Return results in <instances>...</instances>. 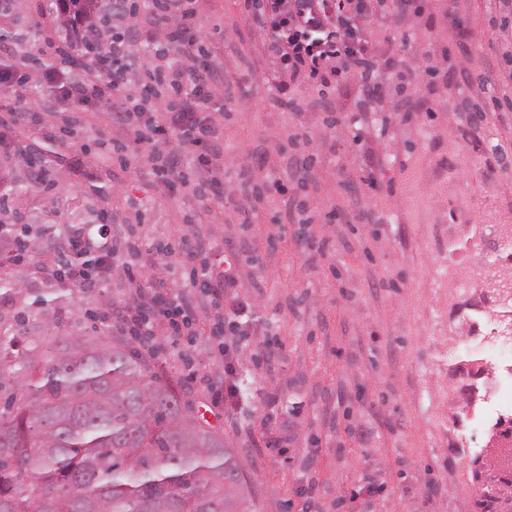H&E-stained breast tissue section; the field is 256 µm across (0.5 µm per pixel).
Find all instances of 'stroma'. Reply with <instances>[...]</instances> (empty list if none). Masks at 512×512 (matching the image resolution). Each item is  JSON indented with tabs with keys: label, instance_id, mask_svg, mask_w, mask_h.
<instances>
[{
	"label": "stroma",
	"instance_id": "stroma-1",
	"mask_svg": "<svg viewBox=\"0 0 512 512\" xmlns=\"http://www.w3.org/2000/svg\"><path fill=\"white\" fill-rule=\"evenodd\" d=\"M43 5L18 0L4 26L21 82L0 90V113H37L13 132L64 155L65 185L17 206L59 234L72 202L102 185L93 203L111 218L106 234L133 224L144 243L132 270L113 263L97 292H65L51 316L71 332L93 325L135 298L136 277L180 290L197 333L179 348L195 366L161 365L236 449L257 512H478L474 461L489 457L499 416L487 391L506 375L463 344L502 263L487 227L512 224V0H420L419 16H388L372 31L382 94L307 89L296 111L273 99L255 0H193V54L216 67L213 102L227 114L201 212L198 169L178 194L154 170L171 140L129 156L110 102L76 111L45 92L60 61L36 56L57 27ZM419 99L433 114L413 111ZM248 174L287 181V195L250 206L235 190ZM196 211L201 223H184ZM184 236L199 247L194 265L212 245L238 246L237 301L256 335L245 355L220 353L235 332L211 335L208 302L187 286L194 265L176 253ZM322 237L331 247L311 251ZM210 379L244 393L213 402Z\"/></svg>",
	"mask_w": 512,
	"mask_h": 512
}]
</instances>
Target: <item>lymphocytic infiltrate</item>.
I'll return each instance as SVG.
<instances>
[{"label": "lymphocytic infiltrate", "instance_id": "1", "mask_svg": "<svg viewBox=\"0 0 512 512\" xmlns=\"http://www.w3.org/2000/svg\"><path fill=\"white\" fill-rule=\"evenodd\" d=\"M146 26L134 28L133 37L151 49L149 61H142L129 42L109 44L107 65L88 58L82 76L71 69L58 70L50 78V90L71 107H80L88 96L112 100V121L134 143L146 133L165 135L178 145L177 153L161 160L159 169L168 188L182 183L184 159L205 168L221 152L219 124L210 111L206 87L211 79L209 64L178 60L176 46L194 39L190 0H142ZM402 17L418 14V0H264L256 16L263 34L265 54L280 80L276 90L280 101H290L293 87L339 88L354 81L373 89L376 62L371 35L360 21L380 24L389 12ZM145 71L141 91H130L131 70ZM87 242L80 234L69 238L70 259L50 261L41 271L47 280L78 287L90 285L92 276L76 256ZM191 287L210 298L215 309L214 328L235 325L243 310L232 307L238 286V249L217 248L211 262L195 272ZM127 335L152 339L165 333L168 354H176L183 336L194 333V315L181 294L168 292L153 307L136 303L116 317Z\"/></svg>", "mask_w": 512, "mask_h": 512}]
</instances>
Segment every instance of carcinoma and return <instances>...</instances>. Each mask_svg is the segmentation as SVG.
<instances>
[{
  "label": "carcinoma",
  "mask_w": 512,
  "mask_h": 512,
  "mask_svg": "<svg viewBox=\"0 0 512 512\" xmlns=\"http://www.w3.org/2000/svg\"><path fill=\"white\" fill-rule=\"evenodd\" d=\"M93 17L84 48L99 57V29L119 40L115 23L133 18L139 0H58ZM19 156L34 176L11 190L18 197L62 181ZM0 234L29 238L32 225L0 196ZM54 291L12 315L0 313V512H255L236 489L242 474L234 449L182 399V383L129 339L62 330L27 336L32 311H45ZM480 512H501L500 494L483 486Z\"/></svg>",
  "instance_id": "cac0c4a2"
}]
</instances>
